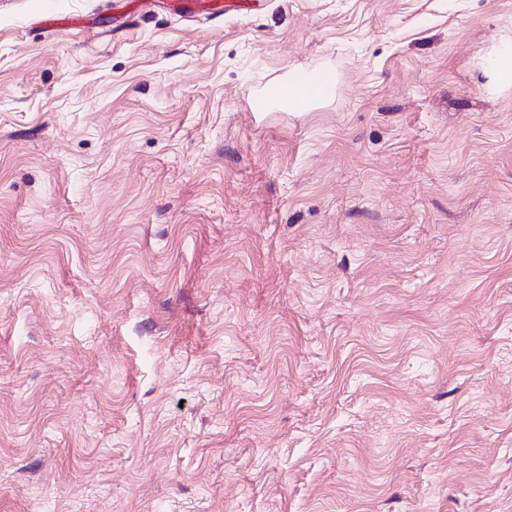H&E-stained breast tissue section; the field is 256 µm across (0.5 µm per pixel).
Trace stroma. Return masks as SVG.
Instances as JSON below:
<instances>
[{
	"instance_id": "obj_1",
	"label": "stroma",
	"mask_w": 512,
	"mask_h": 512,
	"mask_svg": "<svg viewBox=\"0 0 512 512\" xmlns=\"http://www.w3.org/2000/svg\"><path fill=\"white\" fill-rule=\"evenodd\" d=\"M237 2L0 0V512H512V0ZM330 79L309 82L305 87L297 88L288 84L282 93L288 100V108L294 112H306L312 104L321 102L329 96Z\"/></svg>"
}]
</instances>
